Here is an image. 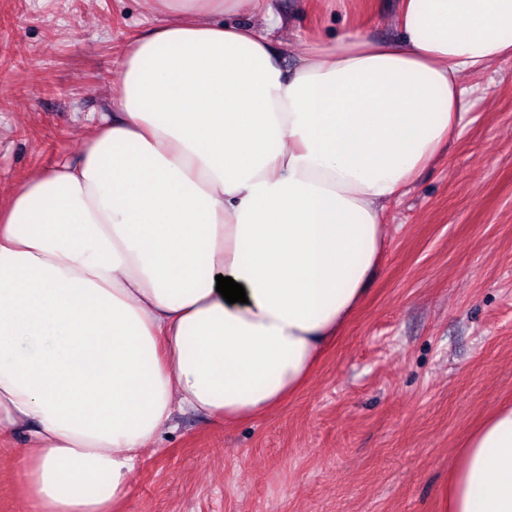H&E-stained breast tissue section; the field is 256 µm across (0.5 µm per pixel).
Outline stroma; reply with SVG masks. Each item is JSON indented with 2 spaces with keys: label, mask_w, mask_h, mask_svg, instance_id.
Here are the masks:
<instances>
[{
  "label": "stroma",
  "mask_w": 512,
  "mask_h": 512,
  "mask_svg": "<svg viewBox=\"0 0 512 512\" xmlns=\"http://www.w3.org/2000/svg\"><path fill=\"white\" fill-rule=\"evenodd\" d=\"M290 67L304 39L399 38L401 0H269ZM149 0H0V193L76 158L112 113L122 47ZM461 134L389 205L367 297L307 384L233 427L174 421L121 512H442L467 433L512 402V58L480 74ZM0 447V512H24Z\"/></svg>",
  "instance_id": "obj_1"
}]
</instances>
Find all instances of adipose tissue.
Instances as JSON below:
<instances>
[{
	"label": "adipose tissue",
	"instance_id": "adipose-tissue-1",
	"mask_svg": "<svg viewBox=\"0 0 512 512\" xmlns=\"http://www.w3.org/2000/svg\"><path fill=\"white\" fill-rule=\"evenodd\" d=\"M151 2L116 115L0 202V444L25 439L26 512H114L174 410L230 426L301 388L381 266L386 206L460 130V74L512 58V0H402L398 40H309L290 68L265 0ZM442 509L512 512V404Z\"/></svg>",
	"mask_w": 512,
	"mask_h": 512
}]
</instances>
